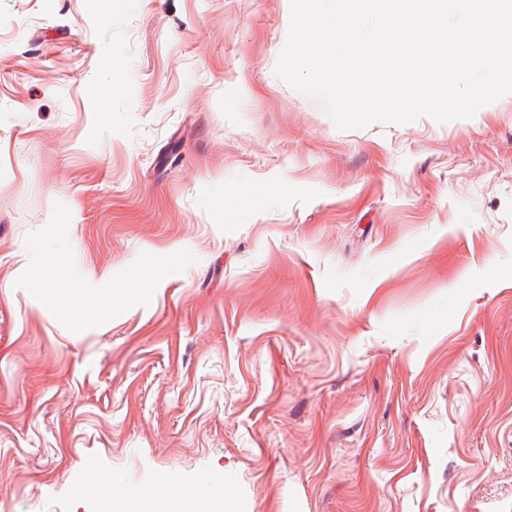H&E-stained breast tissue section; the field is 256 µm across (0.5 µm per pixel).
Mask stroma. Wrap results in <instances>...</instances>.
<instances>
[{
    "label": "stroma",
    "instance_id": "obj_1",
    "mask_svg": "<svg viewBox=\"0 0 512 512\" xmlns=\"http://www.w3.org/2000/svg\"><path fill=\"white\" fill-rule=\"evenodd\" d=\"M289 26L0 0V512H99L94 470L224 512H512V95L341 129L276 75ZM44 299L55 308L61 317L73 321H80L84 317L85 311L89 309L87 304H83L81 301H73L59 293L55 288H46Z\"/></svg>",
    "mask_w": 512,
    "mask_h": 512
}]
</instances>
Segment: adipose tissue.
Listing matches in <instances>:
<instances>
[{
  "label": "adipose tissue",
  "mask_w": 512,
  "mask_h": 512,
  "mask_svg": "<svg viewBox=\"0 0 512 512\" xmlns=\"http://www.w3.org/2000/svg\"><path fill=\"white\" fill-rule=\"evenodd\" d=\"M81 491L100 495L101 512H223L224 509L223 491L203 498L176 480L170 481L161 493L142 488L122 497H104L96 480L85 483Z\"/></svg>",
  "instance_id": "adipose-tissue-1"
}]
</instances>
